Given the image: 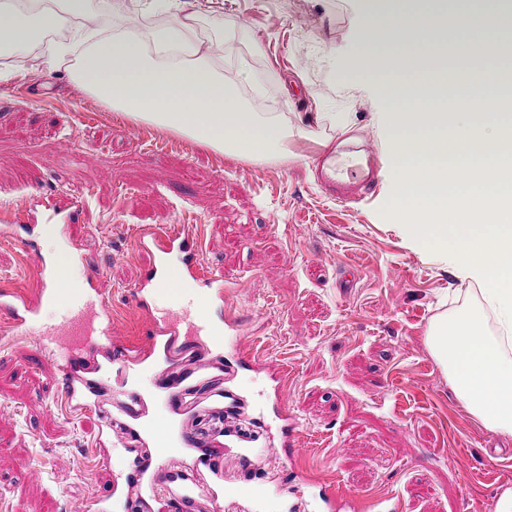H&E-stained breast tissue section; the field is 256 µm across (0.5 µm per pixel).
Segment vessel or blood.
<instances>
[{
    "label": "vessel or blood",
    "mask_w": 512,
    "mask_h": 512,
    "mask_svg": "<svg viewBox=\"0 0 512 512\" xmlns=\"http://www.w3.org/2000/svg\"><path fill=\"white\" fill-rule=\"evenodd\" d=\"M321 166L325 171L321 184L337 200L360 202L375 195L376 158H368L366 163L352 169L337 159L322 161ZM134 241L138 247L160 253L179 251L183 256L182 278L194 287L207 289L212 299H223L227 278L222 269L205 262L198 236L167 224H154L136 228ZM96 280V275L87 276L80 291L68 300L53 324L37 319L40 305L54 292L48 266L34 268L32 287L0 290V314L5 317L8 332L35 338L40 355L51 359L56 366L66 402L75 411L90 409L87 397L92 381L85 367L88 358L100 355L110 363L131 368L157 351L169 362L189 358L207 364L212 360L214 348L223 345L224 334H240L252 323L251 317L236 313L228 314L223 323H216L191 300L170 311L166 318L155 320L148 347L135 350L116 336L117 320L111 304L96 288ZM158 286L157 273L148 274L129 290V308L144 312L148 295ZM160 389L161 404L151 418H144L142 402L134 395L128 396L124 403L127 423H117L105 414L100 417L102 436L114 439L116 445L125 449L128 459L126 467L112 480V496L125 500L131 512H136L148 493L163 496L175 512H198L204 501L211 503L214 512H222L225 498H248L247 486H229L219 494L209 483L197 480L196 475L203 468L214 476L222 475V453L217 448L203 447L198 437L172 431L175 416L185 412V376L166 372ZM212 417L224 421L227 437L239 442L246 440L236 405L214 409Z\"/></svg>",
    "instance_id": "b4317fda"
}]
</instances>
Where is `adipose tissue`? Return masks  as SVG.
I'll return each instance as SVG.
<instances>
[{"mask_svg":"<svg viewBox=\"0 0 512 512\" xmlns=\"http://www.w3.org/2000/svg\"><path fill=\"white\" fill-rule=\"evenodd\" d=\"M146 2L170 22L112 28L124 0H51L36 11L0 0V51L33 47L69 15L75 25L55 56L73 58L77 84L117 116L240 160L287 158L308 127L252 111L216 65L223 37L201 43L179 0ZM506 67L512 0H366L357 52L340 73L377 85L389 105L401 176L392 208L405 240L478 287L477 304L434 319L429 349L470 413L512 435V111L497 88Z\"/></svg>","mask_w":512,"mask_h":512,"instance_id":"obj_1","label":"adipose tissue"}]
</instances>
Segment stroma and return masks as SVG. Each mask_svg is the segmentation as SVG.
Masks as SVG:
<instances>
[{"mask_svg":"<svg viewBox=\"0 0 512 512\" xmlns=\"http://www.w3.org/2000/svg\"><path fill=\"white\" fill-rule=\"evenodd\" d=\"M362 9V0H183L180 15L202 38L224 36V76L253 111L283 112L315 129L292 142L285 161L238 160L181 137L165 154L150 153L144 138L163 130L126 123L72 80L67 63L49 65L67 26L25 53L0 54V69L13 73L0 83V201L31 215L14 225V240L0 238V288L25 286L47 260L40 196L89 190L57 226L81 249L72 274L82 280L102 269L97 286L112 303L117 335L143 345L150 324L127 308V292L155 258L136 246L132 230L164 219L192 230L205 260L232 280L212 315L223 319L229 305L252 314L238 349L288 371L294 444L250 455L269 506L296 488L317 499L340 480L356 496L352 512H381L375 501L383 496L400 512H495L512 490V436L469 412L426 342L431 321L473 294L403 243L391 209L400 175L387 153L385 103L374 85L338 78L339 58L355 52ZM234 19L246 29L226 31ZM256 79L259 96L251 91ZM319 112L344 122L317 126ZM92 149L99 161L80 164L78 155ZM324 150L345 161L378 159L369 204L321 190L312 165ZM36 352L28 337L0 349V512H71L76 500L108 493L122 469L119 447L110 450L112 467L97 466V414L64 407L51 362ZM158 376L152 358L97 374L106 396L121 384L152 396ZM223 386L245 400L254 430L276 432L267 369L228 377L220 363L195 384L192 428L207 418L209 392ZM61 455L67 467H56Z\"/></svg>","mask_w":512,"mask_h":512,"instance_id":"35a3bbf8","label":"stroma"}]
</instances>
